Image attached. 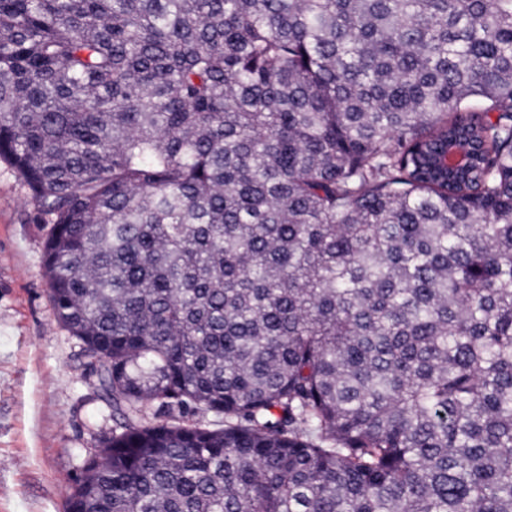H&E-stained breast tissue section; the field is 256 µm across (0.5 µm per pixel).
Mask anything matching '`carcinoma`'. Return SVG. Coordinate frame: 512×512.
<instances>
[{"mask_svg": "<svg viewBox=\"0 0 512 512\" xmlns=\"http://www.w3.org/2000/svg\"><path fill=\"white\" fill-rule=\"evenodd\" d=\"M0 160L122 416L65 512H512V0H0Z\"/></svg>", "mask_w": 512, "mask_h": 512, "instance_id": "carcinoma-1", "label": "carcinoma"}]
</instances>
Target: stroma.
<instances>
[{
  "label": "stroma",
  "mask_w": 512,
  "mask_h": 512,
  "mask_svg": "<svg viewBox=\"0 0 512 512\" xmlns=\"http://www.w3.org/2000/svg\"><path fill=\"white\" fill-rule=\"evenodd\" d=\"M35 216L0 161V512H64L89 451L120 420L54 317Z\"/></svg>",
  "instance_id": "35a3bbf8"
}]
</instances>
